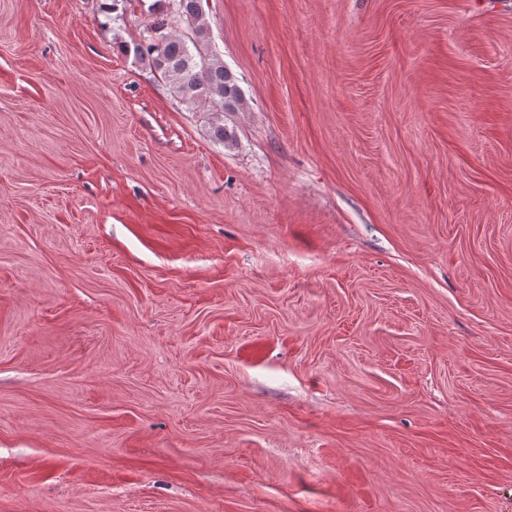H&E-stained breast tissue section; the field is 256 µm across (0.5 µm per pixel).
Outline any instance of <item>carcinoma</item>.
Instances as JSON below:
<instances>
[{
    "label": "carcinoma",
    "instance_id": "cac0c4a2",
    "mask_svg": "<svg viewBox=\"0 0 512 512\" xmlns=\"http://www.w3.org/2000/svg\"><path fill=\"white\" fill-rule=\"evenodd\" d=\"M172 13L191 29V35L173 33L162 18L147 28L143 41L134 44L133 54L148 59L186 104L207 103L211 137L230 146L236 134L224 124V114L243 106L238 79L218 55L201 51L207 37L203 0H172Z\"/></svg>",
    "mask_w": 512,
    "mask_h": 512
}]
</instances>
